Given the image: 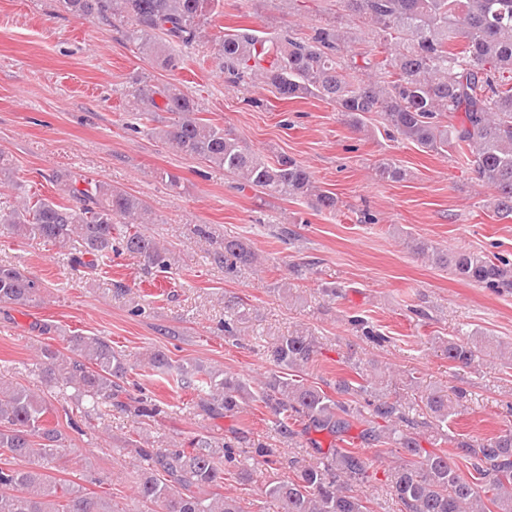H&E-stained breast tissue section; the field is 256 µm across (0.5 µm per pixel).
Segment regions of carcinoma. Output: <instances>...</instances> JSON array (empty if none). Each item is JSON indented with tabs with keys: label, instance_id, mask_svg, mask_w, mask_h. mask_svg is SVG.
Instances as JSON below:
<instances>
[{
	"label": "carcinoma",
	"instance_id": "obj_1",
	"mask_svg": "<svg viewBox=\"0 0 512 512\" xmlns=\"http://www.w3.org/2000/svg\"><path fill=\"white\" fill-rule=\"evenodd\" d=\"M64 11L112 27L127 23L126 38L139 53L168 71L183 64L175 47L200 41L220 0H59ZM224 63L227 82L250 80L273 89L281 100L314 97L333 106L340 120L359 130L368 116L380 118L384 135L403 139L437 154L465 155L478 179L492 190L498 217H512V0H336V15L303 37L288 33L264 36L248 28L222 29L211 39ZM128 96L147 109L139 119L157 123L151 134L211 167L240 177L262 194L336 212V194L316 185L295 159L270 161L199 116L195 101L176 84L151 93L132 80ZM161 101H156V98ZM169 114L165 120L155 116ZM379 181L400 182L408 173L396 160L374 167ZM72 203L47 198L23 201L0 210V232L21 240L63 246L80 242L73 266L127 254L152 268H171V250L145 232L148 213L143 200L111 184L81 176H55ZM410 248L461 280L498 293L512 292V261L466 250L444 251L413 239ZM214 264L232 272L256 262L243 242L224 239L210 252ZM42 285L13 266L0 265V303L25 306L37 299ZM349 323L359 336L382 345L389 337L364 317ZM315 338L283 336L273 343L271 374L253 389L222 369H179L177 384L196 393L204 411L236 417L255 401L275 417L276 433L290 441L305 437L320 454L319 462H288L292 476L276 479L263 490L273 512H369L352 486L375 480L369 461L355 443L386 446L398 460L390 472L391 492L404 512H512V431L487 439L461 438L453 451H428L422 442L448 440V421L461 414L465 392L409 387L426 414L411 415L398 395L377 388L381 375L348 357L352 375L339 377L329 393L295 375L319 353ZM438 351L451 368H469L497 355L493 342L477 332L440 341ZM39 370L45 385L60 383L76 390L77 409L85 417L102 416L117 407L143 421L164 409L132 384L133 364L102 336L74 334L65 350L40 348ZM144 367L163 374L172 368L168 355L154 349ZM50 410L45 396L16 382L0 379V512H124L115 502L95 499L76 487L59 489L45 471L58 460L62 434L44 423ZM356 435H351L352 430ZM328 439V448L318 436ZM146 463L136 482L143 512H245L224 496L226 477L243 484L251 473L239 467L243 454L268 466L278 463L277 448L249 447L235 429L218 440L198 434L176 449L146 448L129 442ZM28 459L34 466L15 468ZM470 463L472 478L459 472L457 461Z\"/></svg>",
	"mask_w": 512,
	"mask_h": 512
}]
</instances>
